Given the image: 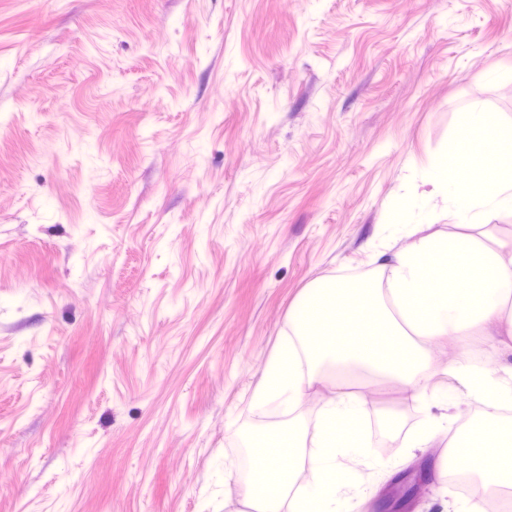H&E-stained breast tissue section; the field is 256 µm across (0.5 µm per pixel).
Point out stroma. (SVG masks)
I'll return each mask as SVG.
<instances>
[{
	"instance_id": "stroma-1",
	"label": "stroma",
	"mask_w": 512,
	"mask_h": 512,
	"mask_svg": "<svg viewBox=\"0 0 512 512\" xmlns=\"http://www.w3.org/2000/svg\"><path fill=\"white\" fill-rule=\"evenodd\" d=\"M0 512H240L230 426L310 281L372 274L425 163L492 114L512 0H0ZM373 417L419 411L389 380ZM416 456L362 512H438Z\"/></svg>"
}]
</instances>
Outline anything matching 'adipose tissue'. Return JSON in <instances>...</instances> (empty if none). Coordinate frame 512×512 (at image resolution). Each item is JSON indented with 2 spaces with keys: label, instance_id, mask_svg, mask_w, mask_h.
<instances>
[{
  "label": "adipose tissue",
  "instance_id": "obj_1",
  "mask_svg": "<svg viewBox=\"0 0 512 512\" xmlns=\"http://www.w3.org/2000/svg\"><path fill=\"white\" fill-rule=\"evenodd\" d=\"M422 176L465 223L444 231L423 219L384 225L386 243L372 257L374 281L316 279L304 289L252 402L292 405L319 384L329 396L314 419L287 430L231 429L235 453L225 457V473L245 457L262 476V486L240 487L252 512H354L365 488L393 475L379 448L401 424L387 419L382 433H366L365 371L396 381L420 408L422 420L403 445L408 458L441 437L458 447L459 399L484 403L468 424L488 444L478 470L494 473L491 489L512 491V458L495 447L512 439V224L503 220L512 211V167H481L443 152ZM438 341L454 348L442 368L430 357ZM330 361L332 374L325 370ZM441 371L455 380L458 398L437 394ZM349 457L362 469L347 468Z\"/></svg>",
  "mask_w": 512,
  "mask_h": 512
}]
</instances>
